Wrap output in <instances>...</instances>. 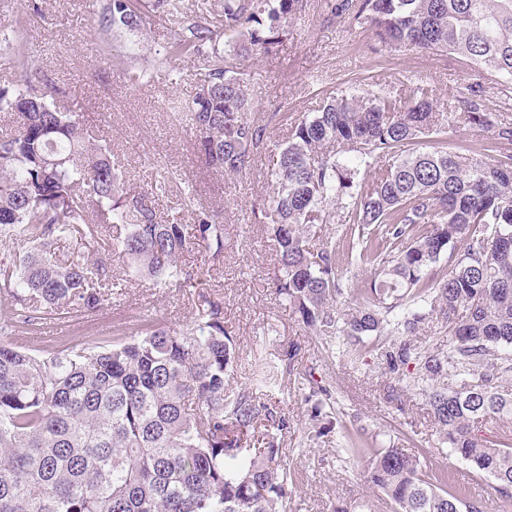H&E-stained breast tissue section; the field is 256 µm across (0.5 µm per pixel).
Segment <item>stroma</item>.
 Listing matches in <instances>:
<instances>
[{
  "label": "stroma",
  "instance_id": "1",
  "mask_svg": "<svg viewBox=\"0 0 512 512\" xmlns=\"http://www.w3.org/2000/svg\"><path fill=\"white\" fill-rule=\"evenodd\" d=\"M99 4L0 0V82L14 75L18 52L34 51L39 77L58 91L57 105L79 112L91 143L110 145L124 189L141 191L160 176L185 183L196 203L223 224L224 255L213 265L201 253H183L178 263L185 280L164 288L148 289L127 279L122 294L95 314L66 319V339L83 342L127 332L146 314L183 329L198 292L218 294L224 321L240 347L235 387L252 386L255 358L279 366L277 384L257 394L288 414L290 429L279 443L295 479L288 512H333L339 502L362 498L370 499L372 512H395L381 492L368 486L364 459L345 455L339 433L316 434L307 401L314 385L330 393L334 419L365 428L362 447H371L376 438L392 442L447 471L488 512H512L498 499L492 480L472 475L442 444L425 395L392 392L393 380L380 356L382 339L364 337L363 355L354 361L342 354L339 336L316 333L299 321L276 292L274 242L254 217L268 200L270 159L286 136V117L314 111L326 94L355 89L406 97L421 85L433 89L442 110L449 97L481 82L486 110L512 113V92L484 82L455 54L376 50L370 32L332 15L327 0H307L301 13L287 18V34L275 50L239 62L250 113L266 124L267 135L255 148L250 168L227 177L207 165L183 111L196 93L204 59H176L173 72L159 70L147 84L130 82L114 67V55L155 58L168 41L170 25L164 15H156L139 33L114 39L106 48L98 35ZM25 11L34 12L36 22L20 31L15 19ZM289 350L295 353L290 360L284 357Z\"/></svg>",
  "mask_w": 512,
  "mask_h": 512
}]
</instances>
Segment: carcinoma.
Wrapping results in <instances>:
<instances>
[{
  "label": "carcinoma",
  "mask_w": 512,
  "mask_h": 512,
  "mask_svg": "<svg viewBox=\"0 0 512 512\" xmlns=\"http://www.w3.org/2000/svg\"><path fill=\"white\" fill-rule=\"evenodd\" d=\"M176 21L183 0H157ZM303 0H224L229 51L202 21L170 30L166 60L203 56L188 106L206 163L241 174L265 128L248 116L236 60L279 42L283 20ZM338 17L371 32L378 45L452 52L497 85H512V0H334ZM150 15L134 0H104L101 41L134 33ZM116 63L138 83L151 69ZM20 76L0 84V112L20 118L0 135V246L18 248L0 265V512H286L293 494L282 449L251 443L261 426L288 431V416L249 388L226 382L239 359L224 328L223 303L200 294L191 324L171 329L147 316L124 336L26 348L17 335L50 316L85 315L112 295L114 269L82 255L62 260L56 245L94 241L121 224L113 255L156 286L183 276L177 258L205 245L224 253V225L171 180L140 192L118 190L108 148L86 140L80 115L50 101L56 89ZM468 119L487 141L465 157L428 145L457 112L434 109L433 90L413 88L400 100L372 93L330 96L289 123L273 160L272 196L255 213L275 242L277 293L302 324L342 337L357 358L365 336L391 337L385 369L401 389H417L450 451L473 473L493 479L512 503V448L475 432L489 414L512 416V118L483 109L485 90L467 87ZM176 194L193 224L163 219L148 200ZM326 224L341 225L336 243L315 247ZM448 266H437L442 256ZM364 267L371 278L349 279ZM437 321L448 349L408 340ZM451 375L455 385L437 381ZM352 447L367 458L368 483L396 512H484L483 505L439 472L395 445Z\"/></svg>",
  "instance_id": "cac0c4a2"
}]
</instances>
